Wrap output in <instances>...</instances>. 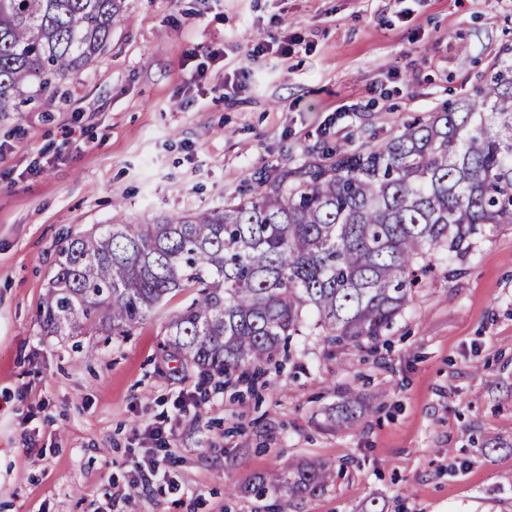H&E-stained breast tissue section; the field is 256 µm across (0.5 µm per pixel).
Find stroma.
<instances>
[{"instance_id":"obj_1","label":"stroma","mask_w":512,"mask_h":512,"mask_svg":"<svg viewBox=\"0 0 512 512\" xmlns=\"http://www.w3.org/2000/svg\"><path fill=\"white\" fill-rule=\"evenodd\" d=\"M107 50L33 110L0 114V512H269L242 488L334 468L289 512H512V224L438 268L384 336H296L243 378L169 356L170 295L130 335L47 334L57 244L109 223L220 206L323 148L381 146L474 97L512 48V0H125ZM291 41L230 92L266 37ZM222 44L199 93L187 54ZM43 169L33 173V160ZM366 410L328 425L343 391ZM168 418L166 483L133 486Z\"/></svg>"}]
</instances>
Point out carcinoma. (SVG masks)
I'll use <instances>...</instances> for the list:
<instances>
[{
  "mask_svg": "<svg viewBox=\"0 0 512 512\" xmlns=\"http://www.w3.org/2000/svg\"><path fill=\"white\" fill-rule=\"evenodd\" d=\"M124 0H0V113L40 99L105 50ZM248 199L68 236L40 320L58 336L107 326L128 336L172 292L196 297L166 325L171 356L231 376L271 362L312 329L336 345L372 343L410 301L414 269L466 257L487 228L512 224V57L467 99L409 124L383 147L335 151L260 179ZM365 410L343 393L332 418ZM333 481L320 461L251 486L273 512Z\"/></svg>",
  "mask_w": 512,
  "mask_h": 512,
  "instance_id": "carcinoma-1",
  "label": "carcinoma"
}]
</instances>
